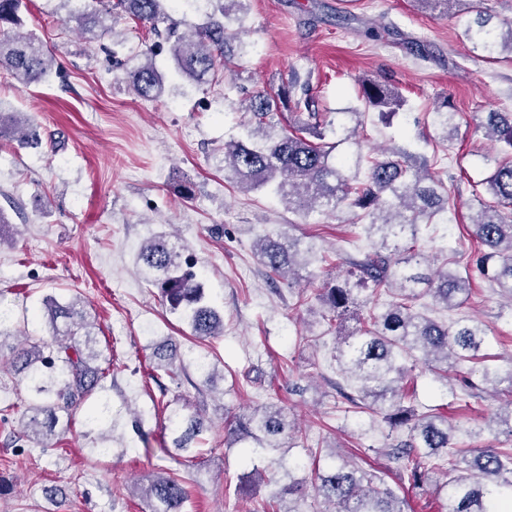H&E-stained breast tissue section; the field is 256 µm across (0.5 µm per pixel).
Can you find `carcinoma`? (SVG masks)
<instances>
[{"mask_svg": "<svg viewBox=\"0 0 512 512\" xmlns=\"http://www.w3.org/2000/svg\"><path fill=\"white\" fill-rule=\"evenodd\" d=\"M93 2L98 7L71 13L81 29L106 30V22L119 18L121 11L156 33L163 23L175 69L196 83L216 78L219 65L228 71L249 53L247 43L229 34L232 25L242 23L243 0H208L213 11L189 33L179 31L181 22L162 11L163 0ZM25 8L26 0H0V70L26 84L40 83L50 75L53 60L33 35L18 33ZM492 19L486 8L476 7L475 17L465 22L466 36L490 61L503 53L512 58V21L502 19L494 25ZM144 56L146 62L129 72L127 79L139 97L156 100L164 92L165 75L153 60V49H146ZM360 94L365 111L338 112L333 117L316 109L307 86L293 77L285 91L292 112L285 117L279 100L265 90L254 91L248 97L250 118L242 134L224 143V178L246 190L267 189L303 216L317 211L338 217L348 212L350 223L365 225L371 251L361 260L338 251L336 260L353 265L359 282L372 285L371 293L363 297L362 289L346 282L326 285L316 294L323 320L342 324L351 317L358 324L334 355L342 377L355 385L357 396L347 400L381 414L396 435L385 452L397 460L400 481L418 486L440 474L446 477L439 490L447 491V512H504L512 502V447L472 451L458 447V437L478 436L480 431L452 425L434 409L422 410L404 391L411 374L407 358L417 355L432 371L446 372L450 360L461 364L479 359L487 335L484 324L466 315L440 322L421 311L425 296L449 312L472 295L470 276L457 269L455 258L448 259L454 268L434 269L429 255L418 246L420 226L448 223V214L456 210L455 199L427 164L411 163V155L404 151L392 149L382 157L359 151L352 161L336 157L338 145L360 144L366 111L373 109L387 119L406 105L402 95L375 80L361 83ZM456 116L446 102L428 113L430 125L444 140L457 132ZM483 129L486 138L504 144L503 152H512L511 112L487 113ZM8 134L21 143L38 138L33 125L0 110V139ZM486 161L492 171L483 185L492 200L478 198L468 220L485 260L493 262L486 281L512 300V160L489 155ZM300 245L297 238L266 233L254 250L261 265L282 279L308 264ZM137 261L159 289L163 305L180 314L193 335L201 339L223 335L224 317L207 300L183 247L155 235L142 246ZM380 299L382 312L362 310ZM45 309L50 335H23L11 357L18 383L31 394L20 429L27 441L40 448L56 436L60 416L71 415L74 407L101 392L104 378L96 364L99 353L90 345L91 324L77 302L61 305L48 298ZM80 332L85 336L82 342L77 340ZM152 356L156 368L171 379L183 373L177 345L156 346ZM505 380L512 384L511 370L503 374L499 367L485 365L477 382L453 397L467 407L474 389L482 385L495 389ZM210 429L198 413L172 409L162 424L172 447L160 452L168 454L173 448L188 453ZM298 433L284 408L270 403L239 417L224 443L250 441L258 449H278L285 438ZM326 460L324 467L314 468V490L337 512H404L403 498L358 459L333 451ZM298 487L300 483L293 480L274 492L268 503L271 512H295L281 509L280 502ZM145 495L154 512H182L186 500L182 479L170 475L149 477Z\"/></svg>", "mask_w": 512, "mask_h": 512, "instance_id": "cac0c4a2", "label": "carcinoma"}]
</instances>
